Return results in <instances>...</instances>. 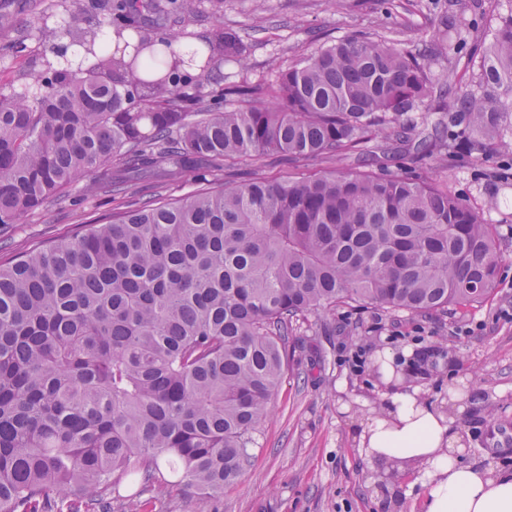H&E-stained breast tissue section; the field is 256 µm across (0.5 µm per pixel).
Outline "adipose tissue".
<instances>
[{
	"label": "adipose tissue",
	"instance_id": "obj_1",
	"mask_svg": "<svg viewBox=\"0 0 512 512\" xmlns=\"http://www.w3.org/2000/svg\"><path fill=\"white\" fill-rule=\"evenodd\" d=\"M374 408L354 428L357 449L374 480L391 474L394 461L420 468L423 512H512V472L491 473L465 462L454 420L429 400L421 384L405 383L397 366L405 353L382 351Z\"/></svg>",
	"mask_w": 512,
	"mask_h": 512
}]
</instances>
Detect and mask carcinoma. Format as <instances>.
I'll return each instance as SVG.
<instances>
[{"instance_id":"1","label":"carcinoma","mask_w":512,"mask_h":512,"mask_svg":"<svg viewBox=\"0 0 512 512\" xmlns=\"http://www.w3.org/2000/svg\"><path fill=\"white\" fill-rule=\"evenodd\" d=\"M194 12V0L165 11L89 0L68 35L95 63L0 92V231L80 184L207 186L0 264V512H50L52 495L87 488L94 499L70 512H112L136 497L123 482L222 494L253 459L298 317L346 306L426 316L496 289L497 226L448 183L391 174L374 156L359 171L340 163L379 137L448 167L497 145L509 177L512 12L465 90L437 87L423 56L366 35L269 82L226 84L224 64L247 46L222 25L183 42L170 20ZM439 89L451 106L425 133L410 113ZM271 153L326 167L218 182L226 162Z\"/></svg>"}]
</instances>
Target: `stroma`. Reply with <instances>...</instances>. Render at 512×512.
Returning <instances> with one entry per match:
<instances>
[{
  "mask_svg": "<svg viewBox=\"0 0 512 512\" xmlns=\"http://www.w3.org/2000/svg\"><path fill=\"white\" fill-rule=\"evenodd\" d=\"M85 0H0V45L24 39V55L0 53V91L33 84L56 62L53 45L65 44L61 30ZM192 16L175 18V30L205 36L214 16L248 44L245 65L224 67V80L273 79L280 66L310 54L324 41L360 34L397 42L426 55L430 74L444 81L456 73L471 81L499 15L512 0H458L471 26L464 48L448 59L431 54L448 38V0H195ZM501 157H486L438 172L430 162L400 152L388 166L398 175L446 179L470 205L497 225L505 259L493 296L480 306L427 317L374 308L301 319L288 339V367L273 411L255 435V456L242 478L223 495L204 499L145 490L130 512H388L368 483L369 468L349 432L351 414L342 406L361 398L375 401L372 370L377 350L432 351L425 382L431 398L457 394L466 461L512 471V445H500V430L512 429V182L497 178ZM190 181H143L117 196L70 190L0 233V262L67 238L112 209L156 197L181 199L196 191ZM495 405L496 424L485 420Z\"/></svg>",
  "mask_w": 512,
  "mask_h": 512,
  "instance_id": "obj_1",
  "label": "stroma"
}]
</instances>
